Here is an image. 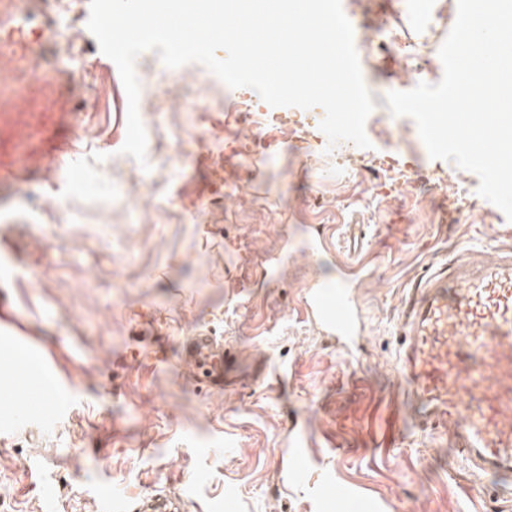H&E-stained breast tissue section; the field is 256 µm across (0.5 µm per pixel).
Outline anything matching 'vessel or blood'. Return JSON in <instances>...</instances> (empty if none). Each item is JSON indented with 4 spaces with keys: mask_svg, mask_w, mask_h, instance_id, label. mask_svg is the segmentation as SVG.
I'll list each match as a JSON object with an SVG mask.
<instances>
[{
    "mask_svg": "<svg viewBox=\"0 0 512 512\" xmlns=\"http://www.w3.org/2000/svg\"><path fill=\"white\" fill-rule=\"evenodd\" d=\"M51 2L0 0V61L9 71L0 79V217L18 212L27 188L71 175L82 144V84L64 31L45 34ZM357 288L356 266L343 262L306 293L310 317L341 349L363 337ZM402 331L401 371L417 426H448L450 446L470 469L512 484V246L462 248L428 269L406 292ZM188 355L223 382L224 350L214 336L197 333ZM26 363L43 370L46 392L67 394L40 354ZM184 507L180 497L154 493L135 512Z\"/></svg>",
    "mask_w": 512,
    "mask_h": 512,
    "instance_id": "b4317fda",
    "label": "vessel or blood"
}]
</instances>
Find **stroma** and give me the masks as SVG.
<instances>
[{"label":"stroma","mask_w":512,"mask_h":512,"mask_svg":"<svg viewBox=\"0 0 512 512\" xmlns=\"http://www.w3.org/2000/svg\"><path fill=\"white\" fill-rule=\"evenodd\" d=\"M355 45L396 36L417 59L360 55L375 109L370 148L338 161L323 108H283L303 126L256 157L238 188L224 178L246 143L239 90L206 68L136 66L150 171L121 154L127 97L96 62L90 0H59L84 79V181L28 191L1 238L0 277L18 314L0 335V505L6 512H100L101 491L123 501L176 494L186 512H333L335 486L367 512H512V492L469 474L444 435L419 431L398 353L406 288L454 250L512 244V221L478 195L479 180L429 156L414 121L385 95L438 83V52L457 0H342ZM215 135L172 173L166 136ZM396 154L409 181L376 173ZM452 176L447 191L436 177ZM331 240L315 254L312 235ZM287 253L281 269L270 257ZM363 258L361 350L344 354L304 314L308 287L335 259ZM224 342V385L204 390L185 362L190 336ZM70 380L66 408L19 368L24 346Z\"/></svg>","instance_id":"35a3bbf8"}]
</instances>
